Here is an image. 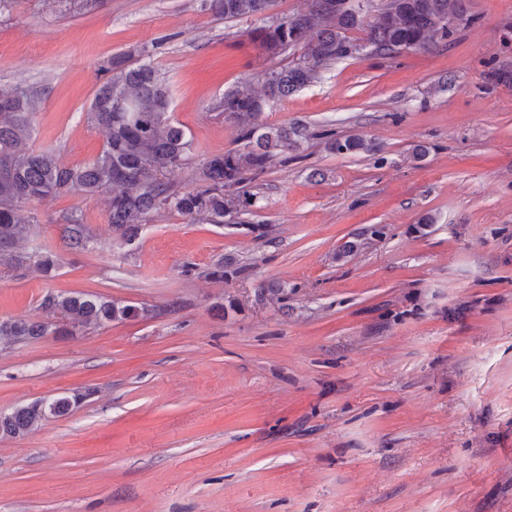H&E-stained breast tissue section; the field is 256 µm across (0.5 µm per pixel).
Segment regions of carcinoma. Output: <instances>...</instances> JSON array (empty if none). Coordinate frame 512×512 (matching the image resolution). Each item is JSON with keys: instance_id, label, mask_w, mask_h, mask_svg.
I'll return each mask as SVG.
<instances>
[{"instance_id": "obj_1", "label": "carcinoma", "mask_w": 512, "mask_h": 512, "mask_svg": "<svg viewBox=\"0 0 512 512\" xmlns=\"http://www.w3.org/2000/svg\"><path fill=\"white\" fill-rule=\"evenodd\" d=\"M275 0H211V9L226 19L259 17ZM469 15L466 0H389L371 18L350 0H308L304 12L276 24L262 25L253 34L263 49L279 56L295 47L303 50L295 62L264 72L262 89L249 83L224 92L219 108L224 120L239 129L241 147L208 157L196 168L199 188L181 191L177 177L189 164L192 143L170 116V90L165 76L153 65L119 55L107 63L110 77L97 90L87 122L102 128L106 144L91 163L63 166L56 151L31 141L41 94L34 87L0 86V266L21 262L22 249L37 219L23 216L22 207L68 193L91 198L112 194L108 223L127 243L155 212L173 210L191 220L224 223L235 211L246 214L253 195L228 192L257 176L280 154L294 150L311 136L302 125L263 122L265 109L316 83L322 70L363 49L384 58L400 49L436 51L448 46L457 28L454 19ZM328 152L338 155L374 154L366 139H338L321 133ZM65 240L72 252L92 250L94 236L80 215L66 218ZM45 321L17 318L0 321V341L13 343L44 336H64L69 328L101 326L135 317L137 308L120 306L90 294L47 293L40 303ZM81 394L50 403L36 400L0 415V436L16 437L33 430L46 411L64 416L79 404Z\"/></svg>"}]
</instances>
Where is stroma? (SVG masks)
I'll return each instance as SVG.
<instances>
[{
  "mask_svg": "<svg viewBox=\"0 0 512 512\" xmlns=\"http://www.w3.org/2000/svg\"><path fill=\"white\" fill-rule=\"evenodd\" d=\"M468 6L446 49L343 59L266 108L379 150L305 141L244 182L250 213L162 211L127 244L108 194L29 205L26 254L62 263L0 271V319H43L50 291L140 314L0 345V413L84 396L0 437V512H512V85L492 76L512 70V0ZM258 24L208 0H15L0 85L41 90L36 145L81 167L106 141L85 119L102 66L146 50L192 141L189 190L239 145L225 90L298 56L268 57ZM71 212L89 252L65 246ZM325 142V148L328 152L338 155H353V154H375L377 151L376 145L369 140L353 137L346 139L336 138L333 132L323 130L321 135Z\"/></svg>",
  "mask_w": 512,
  "mask_h": 512,
  "instance_id": "stroma-1",
  "label": "stroma"
}]
</instances>
